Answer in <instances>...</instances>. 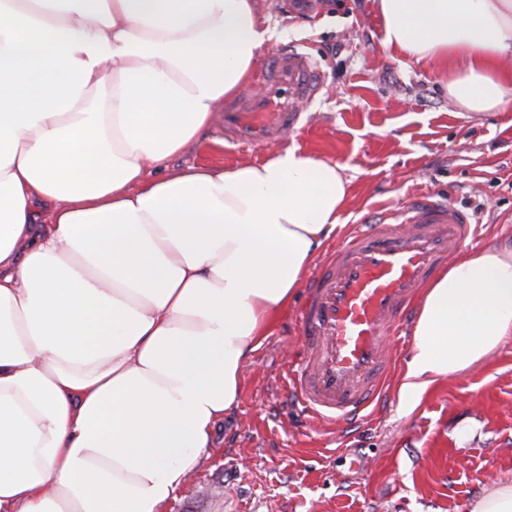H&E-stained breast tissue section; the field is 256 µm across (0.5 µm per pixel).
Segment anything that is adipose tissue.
Instances as JSON below:
<instances>
[{
  "label": "adipose tissue",
  "instance_id": "obj_1",
  "mask_svg": "<svg viewBox=\"0 0 512 512\" xmlns=\"http://www.w3.org/2000/svg\"><path fill=\"white\" fill-rule=\"evenodd\" d=\"M386 48L512 107V0H378ZM255 0H0V512H163L341 223L299 148L153 178L248 80ZM400 402L512 336V247L426 288Z\"/></svg>",
  "mask_w": 512,
  "mask_h": 512
}]
</instances>
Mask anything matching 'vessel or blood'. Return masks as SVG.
Here are the masks:
<instances>
[{"label": "vessel or blood", "mask_w": 512, "mask_h": 512, "mask_svg": "<svg viewBox=\"0 0 512 512\" xmlns=\"http://www.w3.org/2000/svg\"><path fill=\"white\" fill-rule=\"evenodd\" d=\"M258 83L257 93L225 105V143L288 144L325 80L291 47L266 58ZM475 236L469 213L429 195L344 236L301 309L305 358L289 390L305 412L332 425L361 416L383 390L390 347L407 338L425 281Z\"/></svg>", "instance_id": "vessel-or-blood-1"}]
</instances>
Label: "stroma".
<instances>
[{"label": "stroma", "mask_w": 512, "mask_h": 512, "mask_svg": "<svg viewBox=\"0 0 512 512\" xmlns=\"http://www.w3.org/2000/svg\"><path fill=\"white\" fill-rule=\"evenodd\" d=\"M257 4L274 33L267 51L307 49L325 77L292 144L343 166L348 224L432 190L473 216L479 246L512 242V109L460 111L441 73L385 48L377 0ZM267 155L225 144L216 124L177 162L229 168ZM304 295L297 288L244 363L235 406L164 512H469L492 481H512V336L408 410L402 349L375 414L329 427L289 399Z\"/></svg>", "instance_id": "1"}]
</instances>
